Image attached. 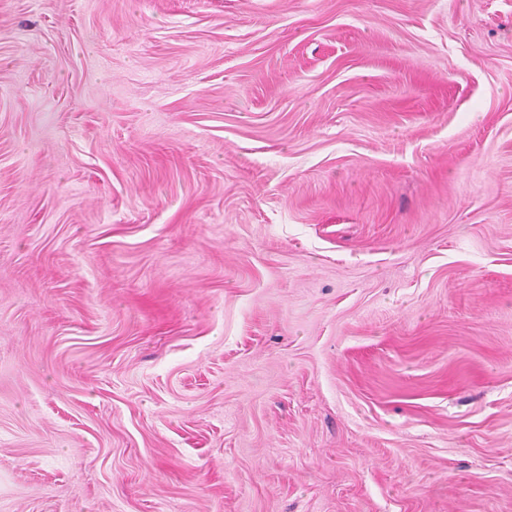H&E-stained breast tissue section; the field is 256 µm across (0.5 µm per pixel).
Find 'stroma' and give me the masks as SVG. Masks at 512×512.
<instances>
[{
    "instance_id": "obj_1",
    "label": "stroma",
    "mask_w": 512,
    "mask_h": 512,
    "mask_svg": "<svg viewBox=\"0 0 512 512\" xmlns=\"http://www.w3.org/2000/svg\"><path fill=\"white\" fill-rule=\"evenodd\" d=\"M0 512H512V0H0Z\"/></svg>"
}]
</instances>
